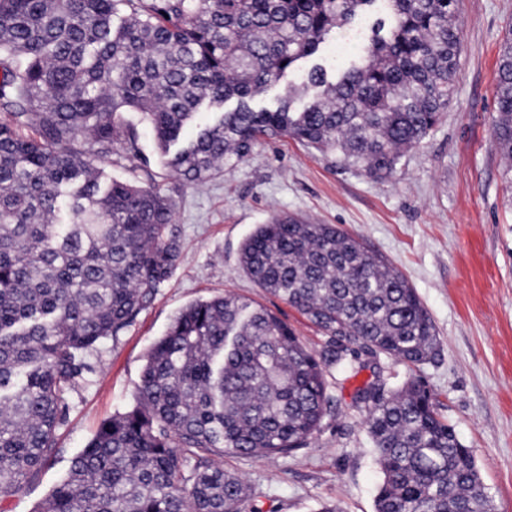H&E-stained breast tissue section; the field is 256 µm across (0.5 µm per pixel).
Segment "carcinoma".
<instances>
[{"instance_id":"1","label":"carcinoma","mask_w":512,"mask_h":512,"mask_svg":"<svg viewBox=\"0 0 512 512\" xmlns=\"http://www.w3.org/2000/svg\"><path fill=\"white\" fill-rule=\"evenodd\" d=\"M386 3L361 58L316 65L275 105L250 102ZM458 0H0V498L54 457L65 392L93 372L180 259L161 185L104 181L140 160L136 113L193 184L291 139L386 180L448 110ZM494 142L512 162V28L493 91ZM234 108L183 138L196 112ZM240 265L328 337L319 354L233 295L182 309L146 356L136 405L103 421L36 512H242L224 455H287L331 412L327 372L361 356L420 367L441 354L414 288L334 224L275 214ZM383 479L375 512H494L470 449L422 382L358 386Z\"/></svg>"}]
</instances>
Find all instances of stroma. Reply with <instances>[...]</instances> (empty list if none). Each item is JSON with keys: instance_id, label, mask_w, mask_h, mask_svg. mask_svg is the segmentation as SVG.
Returning <instances> with one entry per match:
<instances>
[{"instance_id": "obj_1", "label": "stroma", "mask_w": 512, "mask_h": 512, "mask_svg": "<svg viewBox=\"0 0 512 512\" xmlns=\"http://www.w3.org/2000/svg\"><path fill=\"white\" fill-rule=\"evenodd\" d=\"M458 23L454 100L382 182L288 140L259 145L248 160L205 185H183L165 165L151 129L141 126L137 170L120 155L105 173L175 188L181 258L134 323L88 355L94 372L65 393L68 410L53 461L22 492L1 499L0 512H36L99 424L134 405L149 349L187 305L227 293L245 297L283 318L308 349H322L326 336L259 288L239 264L245 239L277 213L333 224L360 238L415 288L442 341V356L411 367L383 355L377 368L394 387L412 377L424 382L471 449L495 512H512V195L491 129L512 0H461ZM353 59L328 40L316 59L302 61L254 104L274 105L285 85L304 81L313 63L332 69ZM328 382L338 407L307 447L286 456H225V470L249 488L243 512H317L324 503L338 512H374L381 476L363 412L351 400L361 380L335 373Z\"/></svg>"}]
</instances>
